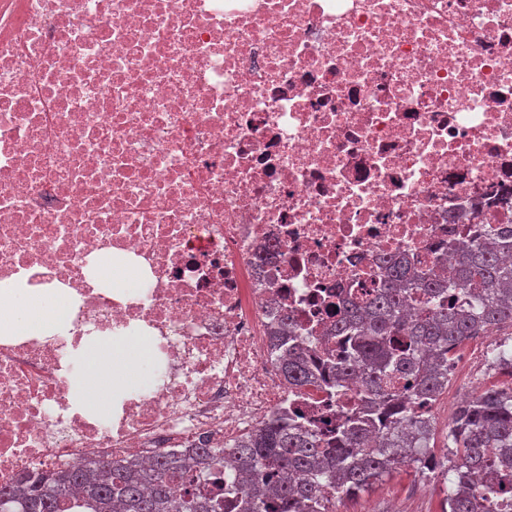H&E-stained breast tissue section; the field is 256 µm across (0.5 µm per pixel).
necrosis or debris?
I'll return each instance as SVG.
<instances>
[{
  "label": "necrosis or debris",
  "instance_id": "4bbe7bcc",
  "mask_svg": "<svg viewBox=\"0 0 512 512\" xmlns=\"http://www.w3.org/2000/svg\"><path fill=\"white\" fill-rule=\"evenodd\" d=\"M512 259V0H0V283L56 282L68 338L0 339V486L84 458L222 449L387 259ZM143 336L150 383L71 409L69 340Z\"/></svg>",
  "mask_w": 512,
  "mask_h": 512
}]
</instances>
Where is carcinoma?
I'll list each match as a JSON object with an SVG mask.
<instances>
[{
	"label": "carcinoma",
	"mask_w": 512,
	"mask_h": 512,
	"mask_svg": "<svg viewBox=\"0 0 512 512\" xmlns=\"http://www.w3.org/2000/svg\"><path fill=\"white\" fill-rule=\"evenodd\" d=\"M512 326V265L500 245L480 238L458 249L453 277L412 274L392 263L386 279L335 313L336 354L314 367L300 347L280 361L288 382L316 373L337 393L364 375L356 411L341 416L328 437L271 417L228 446L138 460H92L55 475L37 474L18 489L0 486L7 512H222L224 499L201 495L193 470L224 479L245 475L236 512H336L398 467L425 468L432 432L425 411L448 387V365L469 339ZM456 474L441 512H491L512 492V380L487 387L456 411L446 433Z\"/></svg>",
	"instance_id": "carcinoma-1"
}]
</instances>
